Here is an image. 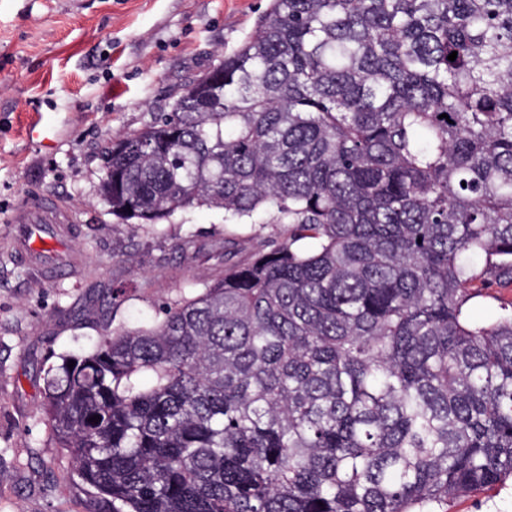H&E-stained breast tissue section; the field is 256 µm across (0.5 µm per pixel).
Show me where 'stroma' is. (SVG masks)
<instances>
[{
  "label": "stroma",
  "mask_w": 512,
  "mask_h": 512,
  "mask_svg": "<svg viewBox=\"0 0 512 512\" xmlns=\"http://www.w3.org/2000/svg\"><path fill=\"white\" fill-rule=\"evenodd\" d=\"M268 0H0V512H89L69 458L38 418L50 353L88 347L111 322L141 325L216 264L224 226L207 210L188 224H124L99 193L112 140L150 124L192 80L249 37ZM53 111L50 145L34 114ZM67 209L52 252L29 258L17 208ZM195 232L199 255L176 246ZM124 302L109 308L114 287ZM448 512H512L507 485L451 500Z\"/></svg>",
  "instance_id": "stroma-1"
}]
</instances>
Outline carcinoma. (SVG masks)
Segmentation results:
<instances>
[{
  "label": "carcinoma",
  "mask_w": 512,
  "mask_h": 512,
  "mask_svg": "<svg viewBox=\"0 0 512 512\" xmlns=\"http://www.w3.org/2000/svg\"><path fill=\"white\" fill-rule=\"evenodd\" d=\"M99 191L126 224L280 230L214 239L203 287L48 366L93 500L447 512L512 482V0H270Z\"/></svg>",
  "instance_id": "1"
}]
</instances>
